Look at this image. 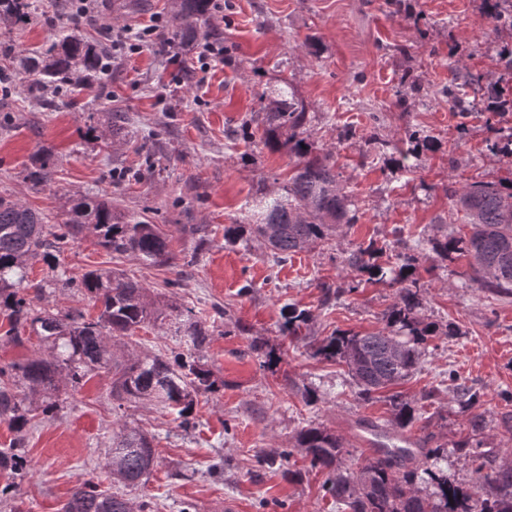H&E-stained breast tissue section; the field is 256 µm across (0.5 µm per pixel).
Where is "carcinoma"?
Listing matches in <instances>:
<instances>
[{
  "label": "carcinoma",
  "mask_w": 512,
  "mask_h": 512,
  "mask_svg": "<svg viewBox=\"0 0 512 512\" xmlns=\"http://www.w3.org/2000/svg\"><path fill=\"white\" fill-rule=\"evenodd\" d=\"M490 15L512 28V0H488ZM211 0H180L181 24L172 41L192 42L201 33ZM33 19L28 0H0V25L12 28ZM17 71L40 93L48 87L82 82L90 85L106 74L103 51L70 29H60L42 51L21 54ZM445 90L460 115L472 102L463 90L475 84L468 74ZM264 105L252 122L262 128L264 145L296 158V166L281 195H263L248 204L250 223L231 224L224 237L231 243L256 237L269 248V260L281 265L296 254L336 238L344 225L356 223L348 195L339 181L330 154L315 153L305 137L312 113L284 81L265 90ZM56 157L41 148L26 169L25 180L34 187L52 182ZM456 209L463 213L469 231L455 236L445 224H436L431 250L441 261L454 254L468 259L472 281L481 288L512 294V179L476 182L450 191ZM92 232L96 245L127 256L142 265L171 264L176 260L171 240L159 225L127 218L112 209V201L98 196L69 199L68 219L49 224L43 214L18 200L0 195V311L8 320L5 335L22 345L36 336L44 352L6 367L0 366V420L14 437L0 450V472L19 488L30 473L27 434L32 420L60 408V393L85 383L93 372L112 375V400L118 409L153 402L177 411L180 424L193 425L194 397L220 389L210 369L201 363L209 333L196 315L181 311L123 271L89 270L64 283L79 289L98 306L87 317L78 308L65 313L47 306L32 307L31 298L45 299L50 284L27 283L32 262L48 260L52 252ZM375 244L361 243L345 253L344 265L369 281L386 279L400 285L398 300L384 313L385 327L377 332H342L323 339L315 354L347 367L359 388V397L388 390L412 375L425 354L428 338L437 327L419 317L422 285L415 277V256L404 257L398 267L376 262ZM170 322L178 344L171 356L131 352L120 361L112 354V340L131 339L137 330ZM309 314L288 312L283 335L296 338L308 326ZM456 403L469 413L471 442L466 444L474 463L476 484L465 486L437 468L441 449L429 447L430 438L417 441V450L380 448L378 454L356 468L341 465L344 452L338 435L325 427H306L292 448L281 453L288 459L300 452L311 466L328 472L326 491L339 512H512V463L495 465L493 449H482L479 436L488 426L479 411L480 397L472 389L456 388ZM397 433L410 431L416 420L415 404L393 395L389 399ZM112 485L84 482L71 494L61 512H154L155 503L134 504L114 488H134L147 482L155 464L153 437L126 424L112 435ZM488 488L481 495L479 486Z\"/></svg>",
  "instance_id": "cac0c4a2"
}]
</instances>
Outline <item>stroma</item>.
Masks as SVG:
<instances>
[{"instance_id":"stroma-1","label":"stroma","mask_w":512,"mask_h":512,"mask_svg":"<svg viewBox=\"0 0 512 512\" xmlns=\"http://www.w3.org/2000/svg\"><path fill=\"white\" fill-rule=\"evenodd\" d=\"M206 24L209 38L223 41L227 61L200 74L197 43L171 48L167 39L141 53L116 56L98 85L69 86L56 107L44 108L25 88L0 87V194L66 220L67 199L85 194L111 199L118 212L160 225L177 256L203 251L196 263L148 267L112 254L83 233L55 265L33 263L32 280L78 277L88 270L119 268L151 293L179 308L193 309L212 331L204 361L221 381L214 394H199L195 429L183 430L175 414L151 405L114 409L110 378L93 377L69 392L60 410L38 416L28 433L32 475L21 491L0 474V512H59L72 491L88 480L106 479L112 432L128 421L155 435L158 466L131 501L154 498L159 512H216L234 498L238 512H336L326 495L324 472L301 455L282 460L296 433L310 424L336 430L345 466L367 455L352 436L362 422L387 424L384 399L363 401L344 366L316 356L315 349L338 331L374 332L398 288L362 282L357 291L325 301L322 284L351 281L343 253L373 240L390 265L395 234L417 244L415 274L425 285L420 315L439 326L421 367L398 392L423 401L414 438L434 434L442 453L438 466L451 479L475 482L474 466L461 452L469 415L453 401L449 371L480 393L490 423L482 435L498 461L512 454L502 423L512 417V295L478 287L467 258L436 260L429 243L435 223L462 229L450 190L477 181L512 178V158L490 151L497 132L486 119L498 105L482 101L460 118L443 89L459 67L479 83L512 85L500 60L512 53V31L496 26L484 0H405L392 12L386 0H219ZM179 0H102L94 20L79 31L101 49L123 27H140L161 14L177 27ZM43 23L0 28V70L11 71L9 52L46 47ZM288 79L307 102L313 120L306 136L330 154L358 221L331 245L293 256L274 266L263 243L227 242L225 226L246 221V204L286 183L294 161L266 148L260 138L238 130L261 107L265 88ZM125 117V137L111 145L87 138L88 128L108 131L115 114ZM466 132H459V125ZM415 127L436 147L404 158L405 130ZM350 140H340L343 129ZM386 140L373 143L372 134ZM57 157L50 186L34 189L23 170L39 148ZM155 152L146 168L147 150ZM311 315L309 338L290 342L280 325L289 307ZM455 335H447V328ZM261 341L275 357L264 364L250 349ZM431 400H424V393ZM223 461L224 476L209 472ZM297 471L295 480L285 470Z\"/></svg>"}]
</instances>
